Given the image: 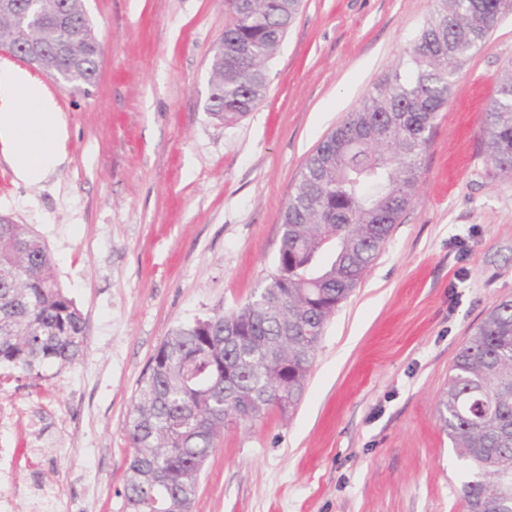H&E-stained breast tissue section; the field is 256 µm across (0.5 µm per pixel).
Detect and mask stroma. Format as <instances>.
I'll list each match as a JSON object with an SVG mask.
<instances>
[{"mask_svg": "<svg viewBox=\"0 0 512 512\" xmlns=\"http://www.w3.org/2000/svg\"><path fill=\"white\" fill-rule=\"evenodd\" d=\"M102 55L88 95L32 71L67 127L64 163L20 181L0 144V214L44 240L86 350L47 367L39 478L63 512H123L137 383L177 326L244 304L274 271L281 213L318 145L406 52L433 0H302L238 122L206 110L224 0H86ZM512 68V15L463 60L419 189L328 320L288 416L230 422L192 512H465L437 419L450 369L512 298V179L484 146Z\"/></svg>", "mask_w": 512, "mask_h": 512, "instance_id": "stroma-1", "label": "stroma"}]
</instances>
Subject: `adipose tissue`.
Here are the masks:
<instances>
[{"label": "adipose tissue", "instance_id": "adipose-tissue-1", "mask_svg": "<svg viewBox=\"0 0 512 512\" xmlns=\"http://www.w3.org/2000/svg\"><path fill=\"white\" fill-rule=\"evenodd\" d=\"M64 121L53 97L23 70L0 67V143L10 151L17 178L42 181L60 167Z\"/></svg>", "mask_w": 512, "mask_h": 512}]
</instances>
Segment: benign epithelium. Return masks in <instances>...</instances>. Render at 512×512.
<instances>
[{
	"instance_id": "benign-epithelium-1",
	"label": "benign epithelium",
	"mask_w": 512,
	"mask_h": 512,
	"mask_svg": "<svg viewBox=\"0 0 512 512\" xmlns=\"http://www.w3.org/2000/svg\"><path fill=\"white\" fill-rule=\"evenodd\" d=\"M37 0H0V18L8 24L11 43L20 49L24 62L44 72L54 56L77 57L81 47L72 37L74 17L67 9L58 11L54 26L60 38L48 44L39 36L41 23L38 20Z\"/></svg>"
}]
</instances>
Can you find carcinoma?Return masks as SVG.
Listing matches in <instances>:
<instances>
[{"instance_id": "1", "label": "carcinoma", "mask_w": 512, "mask_h": 512, "mask_svg": "<svg viewBox=\"0 0 512 512\" xmlns=\"http://www.w3.org/2000/svg\"><path fill=\"white\" fill-rule=\"evenodd\" d=\"M300 0H224V42L215 43L214 116L231 124L256 109ZM512 0H436L407 52L360 106L308 158L282 214L276 271L239 308L182 325L152 356L138 383L128 432L125 512H190L205 461L235 419L254 421L299 404L324 328L357 287L414 198L420 157L451 78L480 49ZM98 44L75 71L50 77L89 92ZM485 145L512 178V69L487 111ZM86 348L82 312L58 284L42 239L10 217L0 223V364L33 381L49 364L74 363ZM231 368L224 376V368ZM288 409L273 407L274 394ZM437 417L469 477L466 512H512V299L500 301L461 349Z\"/></svg>"}]
</instances>
